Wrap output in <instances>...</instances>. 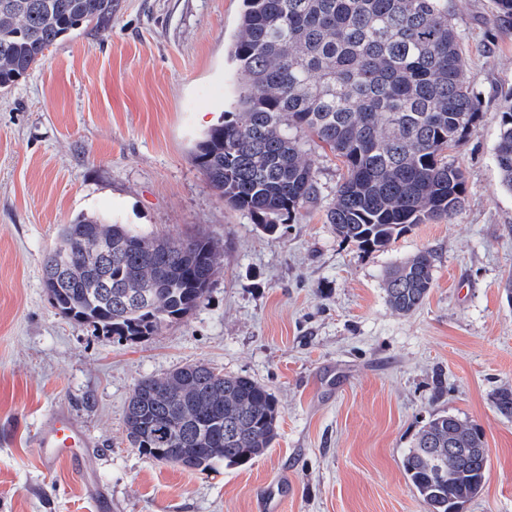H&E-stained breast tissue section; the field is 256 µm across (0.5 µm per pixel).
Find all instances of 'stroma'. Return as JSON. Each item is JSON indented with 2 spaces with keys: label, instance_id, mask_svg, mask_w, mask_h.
<instances>
[{
  "label": "stroma",
  "instance_id": "stroma-1",
  "mask_svg": "<svg viewBox=\"0 0 512 512\" xmlns=\"http://www.w3.org/2000/svg\"><path fill=\"white\" fill-rule=\"evenodd\" d=\"M462 78L481 113L448 158L467 197L450 222L412 226L365 252L326 219L344 172L314 150L321 198L263 233L225 204L195 161L234 111L229 51L243 0H119L112 27L80 26L0 92V512H260L284 482L283 512H427L402 458L422 426L450 413L488 449L463 512H512V191L493 155L512 96V18L493 0H448ZM85 216L144 235L207 234L220 268L200 307L137 343L90 335L51 306L43 259L61 225ZM434 255L424 304L386 303V271ZM201 361L268 387L281 411L262 457L190 472L131 448L125 408L139 379ZM63 410L89 437L93 481L45 466L34 436Z\"/></svg>",
  "mask_w": 512,
  "mask_h": 512
}]
</instances>
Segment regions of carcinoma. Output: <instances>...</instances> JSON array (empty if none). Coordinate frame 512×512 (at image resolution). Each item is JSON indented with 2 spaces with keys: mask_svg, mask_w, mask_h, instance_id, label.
<instances>
[{
  "mask_svg": "<svg viewBox=\"0 0 512 512\" xmlns=\"http://www.w3.org/2000/svg\"><path fill=\"white\" fill-rule=\"evenodd\" d=\"M117 0H0V90L44 50L82 24L112 27ZM232 57L238 111L211 127L195 160L229 206L275 235L321 196L309 146L337 157L345 173L327 212L336 236L363 251L388 249L416 224L453 220L463 209L462 169L445 152L477 121V97L462 81L464 54L448 0H243ZM494 162L512 190V102L500 112ZM67 267L43 261L44 288L65 319L95 336L136 341L177 324L204 301L221 247L199 233L154 237L123 224L78 217ZM389 306L407 315L433 287V255L420 250L383 279ZM512 418V388L494 394ZM276 396L245 375L203 362L134 387L126 438L141 453L205 471L264 455L278 436ZM428 512H462L482 490L488 455L479 430L433 416L402 459Z\"/></svg>",
  "mask_w": 512,
  "mask_h": 512,
  "instance_id": "1",
  "label": "carcinoma"
}]
</instances>
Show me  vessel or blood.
I'll use <instances>...</instances> for the list:
<instances>
[{
	"mask_svg": "<svg viewBox=\"0 0 512 512\" xmlns=\"http://www.w3.org/2000/svg\"><path fill=\"white\" fill-rule=\"evenodd\" d=\"M87 445V434L61 412L50 416L35 439V446L45 465L69 462L76 474L82 478L88 477L91 471V466L82 453Z\"/></svg>",
	"mask_w": 512,
	"mask_h": 512,
	"instance_id": "1",
	"label": "vessel or blood"
}]
</instances>
